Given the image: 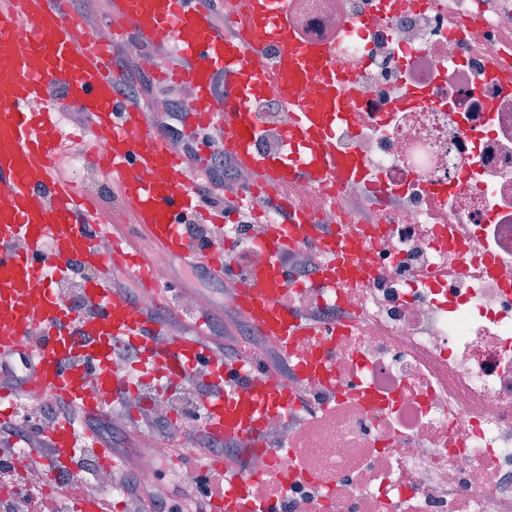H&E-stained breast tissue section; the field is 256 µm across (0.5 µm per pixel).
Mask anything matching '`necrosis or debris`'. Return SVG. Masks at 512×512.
<instances>
[{
  "label": "necrosis or debris",
  "instance_id": "4bbe7bcc",
  "mask_svg": "<svg viewBox=\"0 0 512 512\" xmlns=\"http://www.w3.org/2000/svg\"><path fill=\"white\" fill-rule=\"evenodd\" d=\"M286 0L288 30L327 47L336 68L362 90L352 124L337 127V152L369 178L347 179L336 195L319 183L285 192L308 221L288 248L298 285L285 298L326 333L289 346L264 338L240 347L258 360L278 354L305 366L307 403L293 416L267 414V448L246 474L256 508L278 512H512V92L486 66L512 32V6L485 0ZM427 88L413 106L399 88ZM250 106L260 158L293 157V115L260 90ZM277 210L250 224L246 266L226 265L256 288L273 262L262 243ZM358 228L364 270L343 288H312L324 257L309 225ZM201 371L159 393L135 381L131 414L172 425L191 449L186 408L196 406ZM127 477L100 469L124 495L126 480L153 489L173 458L169 443L132 437Z\"/></svg>",
  "mask_w": 512,
  "mask_h": 512
}]
</instances>
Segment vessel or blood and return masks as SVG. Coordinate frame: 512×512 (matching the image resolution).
I'll return each mask as SVG.
<instances>
[{"mask_svg":"<svg viewBox=\"0 0 512 512\" xmlns=\"http://www.w3.org/2000/svg\"><path fill=\"white\" fill-rule=\"evenodd\" d=\"M285 0H243L239 26L232 33L215 28L200 0H109L114 33L134 36L156 46L175 45L181 66L160 76L195 89L188 106L190 124L224 130V142L238 160L254 166L263 203L279 209L283 219L273 225L266 250L280 255L293 242L292 228L304 211L276 194L277 185L303 175L329 187L353 172L351 163L336 154L332 130L347 120L358 95L357 87L336 76V62L322 46H309L290 37L284 23ZM266 13L264 27H253L256 10ZM75 15L66 0H0V85L12 96L0 103V364L19 362L24 370L19 385L0 387V433L18 427V405L31 395L71 405L87 418L106 415L113 399L129 386L126 368L114 363L117 347L134 352L141 373L162 383L180 380L192 367L209 368L214 393L206 400L204 429L228 440L243 439L262 447L266 413L288 411L295 402L288 384L249 376L245 362L214 357L207 343V321L198 318L191 336L171 334L156 310L135 304L110 288V275L122 273L143 283L152 258L138 239L158 251L206 269H223V248H192L178 226L196 212V188L184 156L172 154L160 130L144 120L116 91L120 73L110 46L89 36L73 40ZM281 45L287 69L270 73L259 59L267 44ZM319 77L331 87L321 108L295 94L299 83ZM277 94L295 116L288 138L309 146L311 162L300 170L276 159L255 162L250 146L257 119L250 109L255 89ZM86 114L94 142L106 153L89 151L119 188L123 211L131 225L112 227L113 242L126 246L122 261L98 250L90 224L100 213L97 202L77 191L54 163L63 148L58 97ZM150 172L151 181L140 178ZM311 237L327 260L317 276L321 285L344 286L358 268L364 244L335 227L312 225ZM25 250H15L17 240ZM93 271L84 290L89 309L64 307L43 273L45 263L65 271L70 260ZM236 313L258 335L281 342L314 334V325L298 315L279 292L236 284L232 287ZM42 448L30 462L47 471L71 467L78 455V436L66 419L44 430ZM243 474L224 475L223 494L208 501L211 512H231L243 501ZM80 512H112L108 497L95 488L77 496Z\"/></svg>","mask_w":512,"mask_h":512,"instance_id":"obj_1","label":"vessel or blood"}]
</instances>
